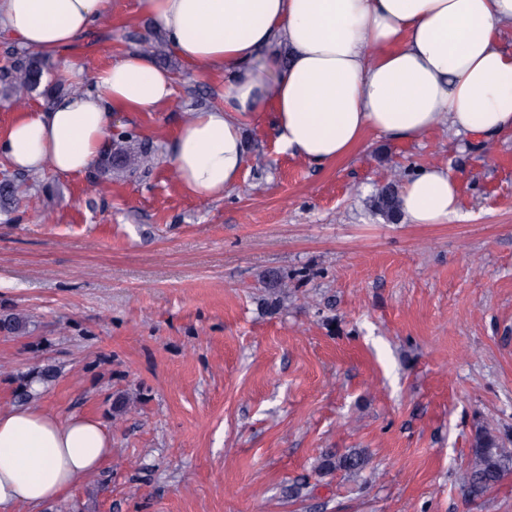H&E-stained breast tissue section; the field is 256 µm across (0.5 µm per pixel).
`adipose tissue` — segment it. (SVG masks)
Instances as JSON below:
<instances>
[{
	"label": "adipose tissue",
	"mask_w": 512,
	"mask_h": 512,
	"mask_svg": "<svg viewBox=\"0 0 512 512\" xmlns=\"http://www.w3.org/2000/svg\"><path fill=\"white\" fill-rule=\"evenodd\" d=\"M177 56L220 83V105L189 113L167 149L179 187L223 198L246 164L245 129L273 111L281 146L318 166L369 136L412 141L438 129L483 146L512 130V0H140ZM108 10V0H0V31L80 81L61 62ZM93 88L0 132V156L32 175L94 169L114 117L158 112L171 72L133 50L95 71ZM408 224H445L460 212L446 167L409 172L399 187ZM112 454L99 418L26 405L0 410V512H41L67 498Z\"/></svg>",
	"instance_id": "1"
}]
</instances>
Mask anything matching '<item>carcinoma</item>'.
<instances>
[{"instance_id":"1","label":"carcinoma","mask_w":512,"mask_h":512,"mask_svg":"<svg viewBox=\"0 0 512 512\" xmlns=\"http://www.w3.org/2000/svg\"><path fill=\"white\" fill-rule=\"evenodd\" d=\"M3 77L11 88L32 93L38 91L44 77V63L33 56L23 55L14 59L3 70ZM153 160L150 151L142 150L132 158L118 148L108 147L103 151L98 164L99 172L106 174L114 169H125L136 165L148 167ZM403 177L401 167L390 169L386 182L381 184L372 195V208L389 222L401 219L398 186ZM25 318L14 313H7L0 318V331L18 333L25 328ZM367 460L363 452L350 451L343 455L327 454L321 460L318 470L329 473L343 470L350 474L360 473ZM512 471V448L498 435L485 427L476 429L471 454L465 477L467 495L479 499L495 487L505 474Z\"/></svg>"}]
</instances>
